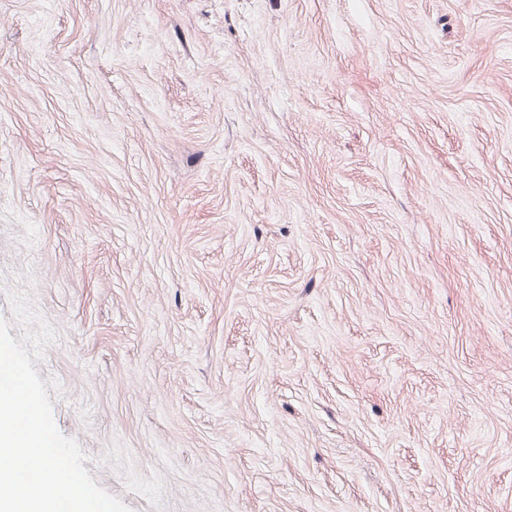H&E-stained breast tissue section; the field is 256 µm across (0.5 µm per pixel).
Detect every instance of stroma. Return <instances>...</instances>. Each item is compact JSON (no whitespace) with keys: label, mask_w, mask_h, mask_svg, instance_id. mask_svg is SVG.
<instances>
[{"label":"stroma","mask_w":512,"mask_h":512,"mask_svg":"<svg viewBox=\"0 0 512 512\" xmlns=\"http://www.w3.org/2000/svg\"><path fill=\"white\" fill-rule=\"evenodd\" d=\"M131 512H512V0H0V319Z\"/></svg>","instance_id":"stroma-1"}]
</instances>
